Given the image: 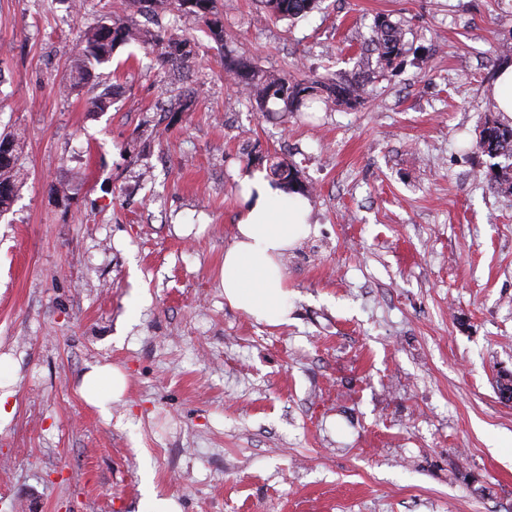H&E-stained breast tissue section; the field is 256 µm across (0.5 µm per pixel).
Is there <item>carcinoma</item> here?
<instances>
[{
    "label": "carcinoma",
    "instance_id": "cac0c4a2",
    "mask_svg": "<svg viewBox=\"0 0 512 512\" xmlns=\"http://www.w3.org/2000/svg\"><path fill=\"white\" fill-rule=\"evenodd\" d=\"M216 0H121V10L131 9L146 19L168 17V24L157 30L140 27L120 15L104 16L88 28L82 42L85 47L72 61V80L66 92L81 89L93 77V69L112 60L115 50L130 42L147 41L153 46L161 66L179 63L185 67L194 63L198 45L180 30L189 26L204 27L217 41H224V21L214 11ZM320 0H262L266 14L276 21L295 19L318 8ZM370 41L378 51V65H392L399 55L401 28L384 19L372 27ZM224 72L233 76L244 91L246 100L258 110H266L270 100L282 104L283 112H300L312 100L352 104L362 91L358 84H338L330 79L288 77L278 73L257 69L244 59L224 49ZM479 148L496 150L512 156V127L495 123L482 130ZM18 138L13 133L0 134V156H9L8 164H0V208L10 205L21 171L17 167ZM270 173L290 190L304 192L299 170L295 165L281 159L271 162Z\"/></svg>",
    "mask_w": 512,
    "mask_h": 512
}]
</instances>
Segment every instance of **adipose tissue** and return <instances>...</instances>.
Wrapping results in <instances>:
<instances>
[{
	"instance_id": "1",
	"label": "adipose tissue",
	"mask_w": 512,
	"mask_h": 512,
	"mask_svg": "<svg viewBox=\"0 0 512 512\" xmlns=\"http://www.w3.org/2000/svg\"><path fill=\"white\" fill-rule=\"evenodd\" d=\"M242 198L235 239L224 252V298L257 322L281 325L288 321V280L280 260L309 231L311 205L302 194L272 186L258 173L244 178ZM125 388L117 367L96 364L84 374L80 391L108 419L112 401Z\"/></svg>"
}]
</instances>
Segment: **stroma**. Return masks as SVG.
Returning a JSON list of instances; mask_svg holds the SVG:
<instances>
[{"label":"stroma","instance_id":"35a3bbf8","mask_svg":"<svg viewBox=\"0 0 512 512\" xmlns=\"http://www.w3.org/2000/svg\"><path fill=\"white\" fill-rule=\"evenodd\" d=\"M119 3L0 0V132L23 170L0 214V512H137L147 469L183 512H512V157L477 146L502 119L512 0H322L294 21L216 0L229 40L195 30L193 70L131 42L64 93ZM380 18L403 32L382 73ZM228 48L362 97L256 112ZM273 156L312 205L279 326L220 284L239 180ZM96 362L127 380L108 421L80 393ZM496 90L494 109L512 118V65L500 70Z\"/></svg>","mask_w":512,"mask_h":512}]
</instances>
